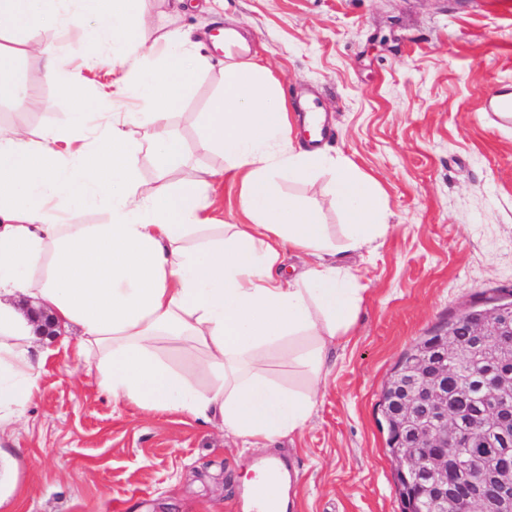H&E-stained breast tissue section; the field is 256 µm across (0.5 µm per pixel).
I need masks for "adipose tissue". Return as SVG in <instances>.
Instances as JSON below:
<instances>
[{
	"label": "adipose tissue",
	"instance_id": "ef3b65f1",
	"mask_svg": "<svg viewBox=\"0 0 512 512\" xmlns=\"http://www.w3.org/2000/svg\"><path fill=\"white\" fill-rule=\"evenodd\" d=\"M138 0H0V39L20 26L102 20L112 46V86L150 107L143 140L130 138L123 112L89 111L77 87L68 129L32 138L23 127L0 131V423L18 421L38 390L46 357L28 297L53 313L77 361L92 364L98 393L146 412L179 413L223 426L250 448L301 430L325 381L327 347L355 322L362 290L315 212L277 187L326 174L347 217L350 250L385 238L383 199L350 160L295 145L285 100L267 67L226 55L224 90L203 117L202 150L224 156L227 170L203 167L167 183L187 163L170 124L187 81L206 59L185 31L145 45ZM148 154L164 183L134 189V160ZM240 181L247 221L211 229L203 215L225 171ZM105 212L98 224L85 221ZM313 256L297 274L286 251ZM191 339L206 356L211 381L197 385L158 356L155 338ZM288 342L304 369L294 391L251 368L258 352Z\"/></svg>",
	"mask_w": 512,
	"mask_h": 512
}]
</instances>
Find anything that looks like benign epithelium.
Segmentation results:
<instances>
[{
	"label": "benign epithelium",
	"instance_id": "1",
	"mask_svg": "<svg viewBox=\"0 0 512 512\" xmlns=\"http://www.w3.org/2000/svg\"><path fill=\"white\" fill-rule=\"evenodd\" d=\"M469 336L459 345L445 333L435 354L397 366L383 387L398 424L392 457L406 512L417 496L429 512H512V302L470 314ZM460 356L484 370L483 411L468 422L491 435L493 460L478 470L461 463L457 416L448 406L450 377L459 399L472 396L473 385L460 381Z\"/></svg>",
	"mask_w": 512,
	"mask_h": 512
}]
</instances>
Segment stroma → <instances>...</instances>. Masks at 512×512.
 <instances>
[{"instance_id":"stroma-1","label":"stroma","mask_w":512,"mask_h":512,"mask_svg":"<svg viewBox=\"0 0 512 512\" xmlns=\"http://www.w3.org/2000/svg\"><path fill=\"white\" fill-rule=\"evenodd\" d=\"M141 0L146 40L184 28L208 66L192 81L171 122L194 165L220 169L200 149L202 113L224 86L223 50L213 30L242 33L249 56L278 80L302 143L306 94L326 115V145L379 185L391 233L338 254L363 287L355 325L329 353L316 410L269 452L294 480L297 512H402L380 394L420 337L466 307L512 295V126H497L484 101L512 88V0ZM63 60L47 79L39 57H19L10 82L28 87L18 110L0 96V126L25 122L32 135L68 128L77 84L97 112H128L134 138L148 129L143 105L112 100L106 32L74 23L25 30ZM93 54L96 67H81ZM332 240L344 217L323 184L282 179ZM39 391L20 422L0 431L17 457L19 512H232L244 505L245 472L256 460L234 435L174 413L144 412L101 397L95 375L58 341Z\"/></svg>"}]
</instances>
